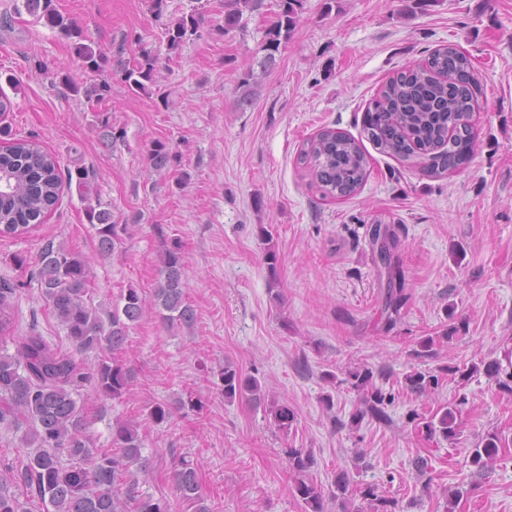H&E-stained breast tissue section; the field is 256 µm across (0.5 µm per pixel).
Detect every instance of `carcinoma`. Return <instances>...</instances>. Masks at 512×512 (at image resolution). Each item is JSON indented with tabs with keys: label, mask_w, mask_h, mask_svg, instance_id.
Wrapping results in <instances>:
<instances>
[{
	"label": "carcinoma",
	"mask_w": 512,
	"mask_h": 512,
	"mask_svg": "<svg viewBox=\"0 0 512 512\" xmlns=\"http://www.w3.org/2000/svg\"><path fill=\"white\" fill-rule=\"evenodd\" d=\"M51 0H25L28 11L43 12L47 22L74 39V50L95 70L106 58L84 43L82 31L50 9ZM261 0H227L224 27L239 21L243 10H253ZM302 0H280L279 10L266 29L263 66L273 63L281 45L287 42L299 20ZM203 16L193 14L167 26L168 46L176 49L193 36H200ZM154 70V59L142 54L132 70L121 79L131 89H141ZM483 88L475 76L470 58L454 45L433 50L425 63L397 71L383 85L364 110L363 133L376 149L416 160L421 170L432 176L452 173L469 161L474 143L473 126L462 116L479 108ZM157 169L177 162L178 156L166 144L157 142L149 152ZM298 160L312 184L324 198L344 199L364 183L369 159L360 141L324 128L303 143ZM7 185H0V235L17 236L44 222L60 199L63 174L54 155L38 142L17 138L8 126H0V172ZM96 229L100 250L109 254L121 247L129 225L112 219L107 210L87 213ZM12 263L30 271L44 298L63 326L72 350L64 351L48 341L35 327L15 335L16 318L11 302L15 288L0 285V343L12 342V354L0 353V430L19 435L24 459L0 472V512H28L29 498L47 502L53 512H127L131 499L135 512H170L167 500L151 495H134L138 475H149L142 458V443L135 423L117 419L112 425V445L117 451L95 453L86 435L84 419L74 395L86 385L102 399H120L129 391L133 374L114 354L122 351L129 330L149 311L154 312L167 330L190 328L196 313L186 296L183 245L173 238L163 244L159 278L151 297L136 288L121 296L123 305L101 315L86 301L91 285V263L87 257L61 245L46 244L36 259L16 253ZM408 302L403 279L386 289L383 311L386 328H391ZM96 354L97 362L87 366L82 356ZM352 386L367 390L363 408L350 415L358 424L365 416L387 420L384 405L387 394L373 382V372H349ZM224 399H247L259 406L265 403L260 381L226 365L220 369ZM408 388L422 394L438 385V376L415 371L406 377ZM269 413L280 430H288L295 412L286 404L272 402ZM426 433L445 439L456 435V413L448 408L423 423ZM505 447L492 433L471 451V464L483 469L486 460ZM294 465L293 493L304 503L306 512H325L322 488L305 478L310 457L289 449ZM173 482L181 498L196 505L195 512H208L199 476L193 463L182 459L174 465Z\"/></svg>",
	"instance_id": "obj_1"
}]
</instances>
